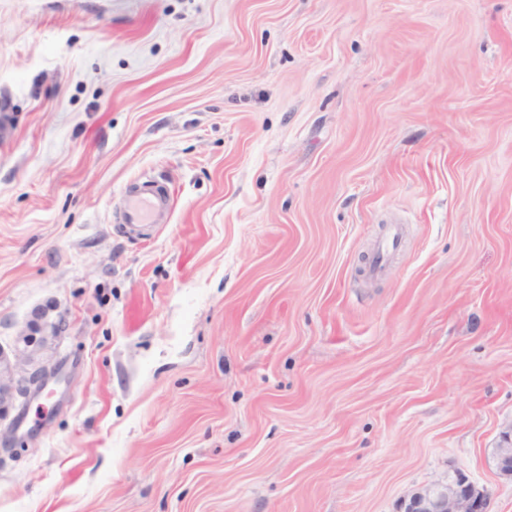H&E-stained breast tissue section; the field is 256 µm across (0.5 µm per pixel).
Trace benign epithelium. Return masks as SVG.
Segmentation results:
<instances>
[{
  "label": "benign epithelium",
  "instance_id": "1",
  "mask_svg": "<svg viewBox=\"0 0 512 512\" xmlns=\"http://www.w3.org/2000/svg\"><path fill=\"white\" fill-rule=\"evenodd\" d=\"M48 328L57 334L63 329V322L49 321L43 315L27 326L24 335L17 337L12 354L0 350V422L8 418L17 396L41 390L51 378H61L58 366L29 368L35 353L44 343L43 332ZM492 457L498 476L511 480L512 426L500 433L499 441L492 449ZM406 512H488V497L460 475L449 481L443 491L425 488L417 492Z\"/></svg>",
  "mask_w": 512,
  "mask_h": 512
}]
</instances>
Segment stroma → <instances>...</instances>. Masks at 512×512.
<instances>
[{
	"mask_svg": "<svg viewBox=\"0 0 512 512\" xmlns=\"http://www.w3.org/2000/svg\"><path fill=\"white\" fill-rule=\"evenodd\" d=\"M42 313L0 512H512V0H0V347ZM171 208L168 190L155 182H142L121 201V222L134 228L163 222ZM495 469L500 478L512 479V426L500 433L499 441L492 450ZM406 512H488L487 494L459 475L443 491L430 488L417 492Z\"/></svg>",
	"mask_w": 512,
	"mask_h": 512,
	"instance_id": "1",
	"label": "stroma"
}]
</instances>
